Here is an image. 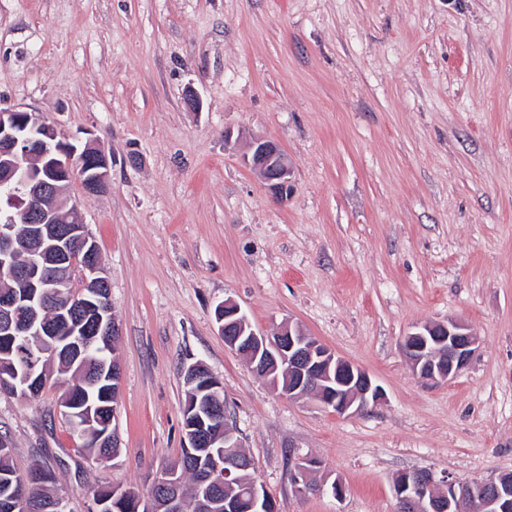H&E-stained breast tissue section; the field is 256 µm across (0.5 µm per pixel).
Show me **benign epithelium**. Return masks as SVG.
Wrapping results in <instances>:
<instances>
[{
	"label": "benign epithelium",
	"mask_w": 512,
	"mask_h": 512,
	"mask_svg": "<svg viewBox=\"0 0 512 512\" xmlns=\"http://www.w3.org/2000/svg\"><path fill=\"white\" fill-rule=\"evenodd\" d=\"M258 170L270 192L281 200L293 190L291 165L282 147L265 137H256L250 153L243 157ZM111 162L101 146L90 140L83 148L58 138L57 132L20 108H0V192L11 197L16 214L0 226V272L9 282L0 284V335L10 345H19L18 367L11 377L0 379V388L11 393L46 384L49 374L38 355L24 347L27 336H50L53 346L78 361L98 336H120L116 317L100 314L104 296L111 295L109 281L101 275L97 243L89 233L77 206L60 202L62 192L77 180L90 197L104 193L110 185ZM30 224L22 241L11 236L15 216ZM79 285L77 292L62 297L63 289ZM56 301L57 325L39 320L38 311ZM218 329L226 345L242 355L259 378L282 371L288 377L282 395L288 398L311 396L323 407L344 415L359 413L380 403L383 390L368 372L336 355L298 323L284 321L273 335L255 329L233 300L218 305ZM400 348L414 374L423 381L442 383L465 369L478 350V336L465 323L419 324L401 341ZM185 386L202 383L211 399L223 400V384L201 363L185 368ZM120 366L112 351V366L98 381L112 384V416H117ZM185 445L198 470L224 469V487L239 485L252 497L261 512H278L275 500L262 499L258 479L241 481L239 472L254 469L252 458L244 459L242 445L229 423L215 413L191 418L185 426ZM213 448L224 449L219 464ZM316 467L308 457L296 459L291 480L299 495L325 489L341 499L345 494L341 479L316 485L310 473ZM394 482L396 512H512V485L500 477L463 481L439 480L428 470L403 472ZM170 491L163 503L153 495L139 499L147 512H188L179 494L182 479L178 468L169 467L154 481Z\"/></svg>",
	"instance_id": "1"
}]
</instances>
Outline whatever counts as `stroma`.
Returning <instances> with one entry per match:
<instances>
[{"mask_svg":"<svg viewBox=\"0 0 512 512\" xmlns=\"http://www.w3.org/2000/svg\"><path fill=\"white\" fill-rule=\"evenodd\" d=\"M15 106L112 159L108 191L75 182L65 199L122 330L117 457L78 453L63 381L0 394L16 468L50 469L69 512L102 486L147 493L180 456L196 362L279 512H395L401 472L512 471V0H0V107ZM255 136L291 160L287 201L242 161ZM227 298L260 331L299 322L383 401L340 415L282 396L225 345ZM451 318L478 351L422 381L400 341ZM302 456L344 497L296 494Z\"/></svg>","mask_w":512,"mask_h":512,"instance_id":"35a3bbf8","label":"stroma"}]
</instances>
